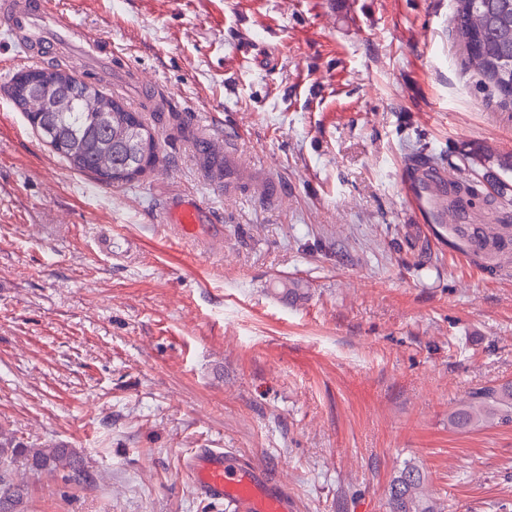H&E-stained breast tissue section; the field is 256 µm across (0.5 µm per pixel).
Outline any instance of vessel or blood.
Masks as SVG:
<instances>
[{
    "mask_svg": "<svg viewBox=\"0 0 512 512\" xmlns=\"http://www.w3.org/2000/svg\"><path fill=\"white\" fill-rule=\"evenodd\" d=\"M0 26L25 46L35 62H44L49 49L66 50L69 57L86 66L103 55L66 13L52 8L51 0H0ZM417 175L410 192L416 207L433 214L437 223H445L446 216L437 211L434 198L446 181L443 169L421 165ZM164 211L179 237L192 240L206 208L194 200L173 199L165 203ZM183 472L197 495L223 503L227 512H296V502L285 485L249 459L229 451L197 449L185 460Z\"/></svg>",
    "mask_w": 512,
    "mask_h": 512,
    "instance_id": "b4317fda",
    "label": "vessel or blood"
}]
</instances>
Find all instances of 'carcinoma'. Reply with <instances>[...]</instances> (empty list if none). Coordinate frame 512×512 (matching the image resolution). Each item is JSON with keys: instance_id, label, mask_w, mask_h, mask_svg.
<instances>
[{"instance_id": "cac0c4a2", "label": "carcinoma", "mask_w": 512, "mask_h": 512, "mask_svg": "<svg viewBox=\"0 0 512 512\" xmlns=\"http://www.w3.org/2000/svg\"><path fill=\"white\" fill-rule=\"evenodd\" d=\"M454 24L468 67L492 88L500 106L512 108V0H454ZM15 107L23 112L52 150L70 166L109 185L128 184L153 166L158 142L142 116L71 71L32 67L15 75L8 86ZM204 165L224 178V162L206 146ZM445 203L455 217L468 186L449 181ZM448 232L461 250L501 268L512 261L498 233L483 224H450ZM512 423V384L482 386L448 416V425L466 431ZM21 457L32 473L65 470L80 481L81 460L71 448H29L0 426V512H27V475L13 472ZM391 512H439L423 473L406 464L388 491Z\"/></svg>"}]
</instances>
